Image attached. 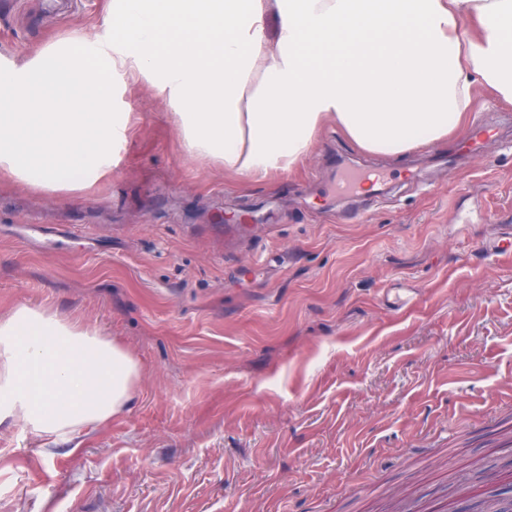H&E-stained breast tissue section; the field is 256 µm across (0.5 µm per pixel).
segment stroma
I'll use <instances>...</instances> for the list:
<instances>
[{
  "label": "stroma",
  "instance_id": "1",
  "mask_svg": "<svg viewBox=\"0 0 512 512\" xmlns=\"http://www.w3.org/2000/svg\"><path fill=\"white\" fill-rule=\"evenodd\" d=\"M111 0H0V59L98 28ZM120 163L79 190L0 176V314L48 306L141 366L126 411L44 444L0 427V512H470L512 500V106L502 132L370 154L330 126L259 182L190 156L145 82ZM344 166L372 198L325 191ZM413 304L399 309L401 298ZM489 480H481V473Z\"/></svg>",
  "mask_w": 512,
  "mask_h": 512
}]
</instances>
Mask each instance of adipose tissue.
Wrapping results in <instances>:
<instances>
[{"label":"adipose tissue","instance_id":"ef3b65f1","mask_svg":"<svg viewBox=\"0 0 512 512\" xmlns=\"http://www.w3.org/2000/svg\"><path fill=\"white\" fill-rule=\"evenodd\" d=\"M118 76L177 111L190 155L251 179L294 170L331 122L401 156L463 129L475 83L512 105V0H112L93 35L0 70V171L46 188L109 172L128 120ZM140 377L81 318L0 315V424L24 436L75 438Z\"/></svg>","mask_w":512,"mask_h":512}]
</instances>
